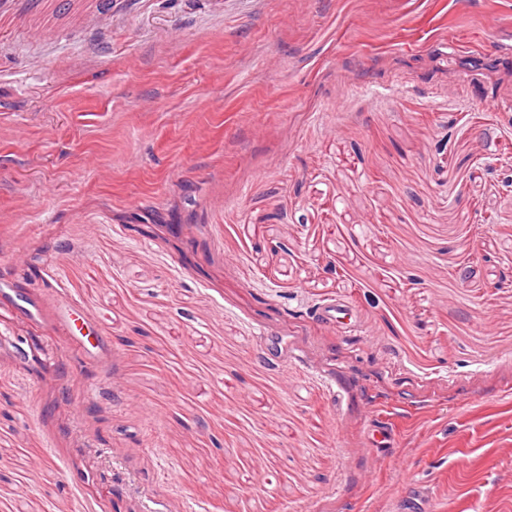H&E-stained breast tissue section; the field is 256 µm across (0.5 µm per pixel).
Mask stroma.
Returning <instances> with one entry per match:
<instances>
[{
    "instance_id": "35a3bbf8",
    "label": "stroma",
    "mask_w": 512,
    "mask_h": 512,
    "mask_svg": "<svg viewBox=\"0 0 512 512\" xmlns=\"http://www.w3.org/2000/svg\"><path fill=\"white\" fill-rule=\"evenodd\" d=\"M110 13L0 0V512H512V0ZM88 321V317L75 309L67 313L64 318V327L72 341L84 342V337L89 336V332L85 333L86 329H89Z\"/></svg>"
}]
</instances>
